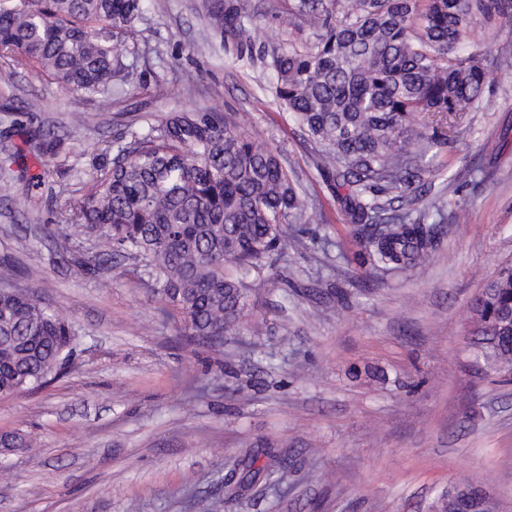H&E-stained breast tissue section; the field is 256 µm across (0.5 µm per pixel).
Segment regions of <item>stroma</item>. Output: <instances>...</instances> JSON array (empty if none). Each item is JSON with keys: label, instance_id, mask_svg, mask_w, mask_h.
Instances as JSON below:
<instances>
[{"label": "stroma", "instance_id": "35a3bbf8", "mask_svg": "<svg viewBox=\"0 0 512 512\" xmlns=\"http://www.w3.org/2000/svg\"><path fill=\"white\" fill-rule=\"evenodd\" d=\"M290 0H247L281 47H312L281 24ZM207 0H144L156 36L127 56L111 95L71 94L22 70L0 109V283L37 296L77 335L40 388L0 397V512H224V464L271 446L286 490L256 484L233 512H429L449 487L479 479L495 512H512V379L475 359L474 303L512 266V24L471 32L492 48L481 107L453 149L425 157L429 197L444 202L430 261L371 270L313 164L314 146L275 97L263 45L251 56L205 20ZM193 72L196 81L185 85ZM167 95L155 97L156 85ZM234 117L281 152L313 209L304 252L282 243L246 281L249 305L221 350L191 336L135 262L113 263L101 288L71 259L93 240L63 224L132 136L179 109ZM54 154L34 156L31 131Z\"/></svg>", "mask_w": 512, "mask_h": 512}]
</instances>
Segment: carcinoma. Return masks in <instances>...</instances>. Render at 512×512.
Instances as JSON below:
<instances>
[{"mask_svg": "<svg viewBox=\"0 0 512 512\" xmlns=\"http://www.w3.org/2000/svg\"><path fill=\"white\" fill-rule=\"evenodd\" d=\"M244 0H217L213 30L250 50L259 25L243 22ZM512 21V0H296L288 26L314 30L310 49L268 45L275 93L318 146L315 162L338 198L370 265L408 269L430 260L426 195L419 159L453 147L457 119L483 101L489 51L469 45L472 28L494 16ZM141 0H8L0 4V86L21 70L47 72L83 96L126 78L123 56L148 44ZM448 124V135L438 136ZM308 219L307 207L277 149L237 130L233 119L178 111L100 170L94 190L65 223L94 238L102 252L76 256L74 270L96 276L114 255L148 269L156 293L186 318L191 335L219 351L221 336L247 307L245 278ZM480 355L512 359V270L488 284L476 304ZM68 321L33 295L0 288V395L43 384L74 350ZM258 472L237 477L226 465L224 502L242 496ZM265 485H288V469L270 465ZM467 501L493 512L466 482L442 492L436 512Z\"/></svg>", "mask_w": 512, "mask_h": 512, "instance_id": "1", "label": "carcinoma"}]
</instances>
